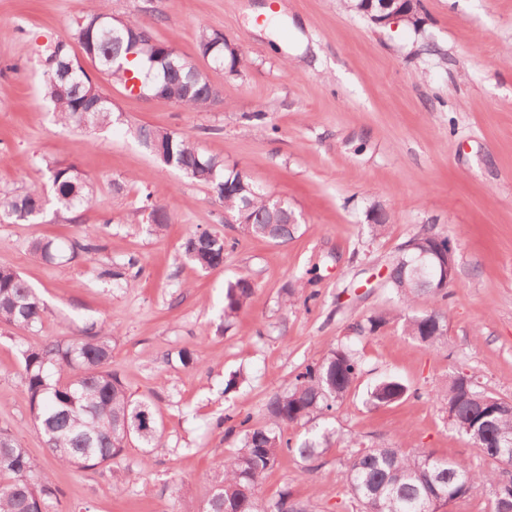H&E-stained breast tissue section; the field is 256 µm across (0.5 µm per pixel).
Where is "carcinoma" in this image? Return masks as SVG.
Returning a JSON list of instances; mask_svg holds the SVG:
<instances>
[{"instance_id": "1", "label": "carcinoma", "mask_w": 512, "mask_h": 512, "mask_svg": "<svg viewBox=\"0 0 512 512\" xmlns=\"http://www.w3.org/2000/svg\"><path fill=\"white\" fill-rule=\"evenodd\" d=\"M108 0H91L92 7L76 21L74 39L86 58L100 70L117 74L127 67V56L136 55L139 68L124 80H138L141 90L170 100L187 110L208 108L214 97L210 82L194 66H185L168 43L154 38L137 20H118L109 12ZM202 56L218 64H235L237 55L226 50L220 34L206 27L199 31ZM42 92L54 106L57 121L65 126L104 127L112 125V102L84 74L78 57L66 40L54 44L46 59ZM129 133L165 165L209 186L224 209L246 233L276 242L294 236L297 225L285 223L286 216L274 210L268 193L240 170L224 167V161L201 153L187 137L148 126H136ZM57 205L67 212L81 209L92 199L95 183L75 166L60 162L47 164ZM143 208L155 231L170 222L167 207L147 194ZM38 190L0 193V221H29L43 213ZM89 225L85 237L69 246L71 255L100 250ZM224 238L207 231L185 239L183 254L201 270L224 265ZM31 254L46 262L64 258V249L52 240L36 239ZM448 238L422 228L400 249L390 263L385 284L399 296L403 306L428 298L437 303L448 297L441 284L439 265L446 262ZM138 265L134 257L123 264L99 267L98 279L121 286ZM254 292V283L241 277L230 283L224 296V319L229 321L243 310ZM44 304L20 272L0 267V325L31 330L42 324ZM389 321L381 312L356 326L360 334L374 333ZM405 333L427 345L442 342L447 333L444 319L436 310L404 318ZM22 380L34 421L46 448L64 466L81 469L101 467L118 456L130 443L156 448L160 430L152 404L129 395L118 374L109 368L112 360V331L102 325L87 335L51 340L20 349ZM361 373V356L347 345L330 350L308 364L293 385L270 397L268 420L251 423L248 415H226L227 432L240 437L238 452L226 459L211 486L205 512H310L308 506L281 492L268 506L259 504L255 491L267 473L292 453L315 469L314 462L335 436L325 428L293 447L283 436L284 427L325 415L343 400ZM418 392L396 379H385L368 394L374 406H388ZM434 397L453 413L452 427L472 444L484 450L496 467L476 469L469 463L449 460L432 452L406 453L400 448H365L353 442L345 482L360 512H438L442 505L455 503L486 487L509 485L504 479L512 467V446L494 456L500 436L512 437V413L497 411L501 399L479 389L472 375L458 374L435 391ZM58 490L38 460L30 456L14 436L0 429V512H54Z\"/></svg>"}]
</instances>
